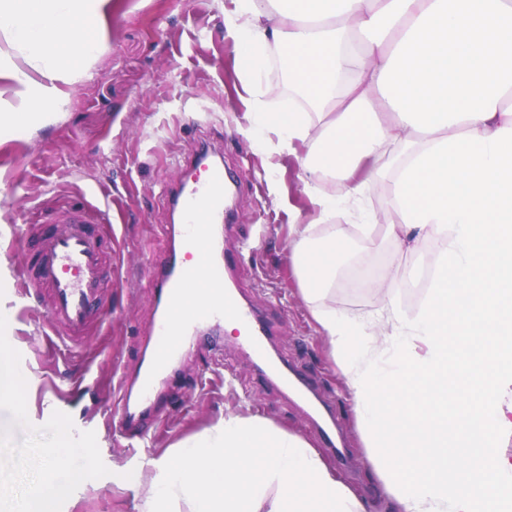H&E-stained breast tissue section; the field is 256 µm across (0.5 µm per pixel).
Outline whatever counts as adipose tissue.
<instances>
[{
  "mask_svg": "<svg viewBox=\"0 0 512 512\" xmlns=\"http://www.w3.org/2000/svg\"><path fill=\"white\" fill-rule=\"evenodd\" d=\"M109 0H0V34L47 61L36 84L0 53V138L27 108L53 106L57 60L94 53ZM227 30L245 78L270 46L287 62L298 109L262 112L276 153L299 163L321 218L352 216L375 176H391L387 236L439 245L417 315L394 299L383 335L324 303L349 250L345 230L294 222L291 258L311 316L349 391L366 458L394 512H512V0H234ZM334 181L335 195L321 185ZM393 365L378 367L382 348ZM115 467L139 512H368L304 437L258 414L225 413L151 464Z\"/></svg>",
  "mask_w": 512,
  "mask_h": 512,
  "instance_id": "ef3b65f1",
  "label": "adipose tissue"
}]
</instances>
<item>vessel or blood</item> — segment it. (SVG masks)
<instances>
[{
	"instance_id": "obj_1",
	"label": "vessel or blood",
	"mask_w": 512,
	"mask_h": 512,
	"mask_svg": "<svg viewBox=\"0 0 512 512\" xmlns=\"http://www.w3.org/2000/svg\"><path fill=\"white\" fill-rule=\"evenodd\" d=\"M210 154L209 144L200 143L194 164L204 167L203 179L190 186L178 184L169 194L183 229L178 245L155 275V299L162 320L150 331L143 372L138 383L119 384L120 429L128 436L142 435L136 407L152 405L156 376L180 356L198 324L234 317L250 330L252 340L245 352L252 357L263 356L272 332L270 323L259 318L251 303L226 288L225 277L234 258L216 227L229 221L224 196L231 176L223 165L209 163ZM103 221V211L89 204L61 209L60 231L38 236L32 270L19 279L21 292H44L48 320L59 342L70 349L83 347L103 325L102 302L110 285L103 255L111 250L112 240L89 230L90 225Z\"/></svg>"
}]
</instances>
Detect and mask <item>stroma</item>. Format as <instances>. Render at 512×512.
Here are the masks:
<instances>
[{"label":"stroma","instance_id":"stroma-1","mask_svg":"<svg viewBox=\"0 0 512 512\" xmlns=\"http://www.w3.org/2000/svg\"><path fill=\"white\" fill-rule=\"evenodd\" d=\"M232 0H112L91 31L97 43L80 65L65 66V94L54 108L34 109L27 128L0 142V252L8 270L30 262L27 246L11 229L29 223L56 227L60 209L78 201L109 199L106 221L116 245L106 259L112 287L110 314L82 355L70 357L46 327L42 294L10 307L9 343L22 356L21 370L34 382L27 409L32 425L53 412L68 413L75 432L96 435L105 466L147 467L171 445L215 423L229 410L259 414L322 449L325 459L369 505L392 512L378 476L368 467L349 396L326 357L328 342L313 321L291 265L288 226L292 209L304 222L319 217L304 190L295 155H269L247 132L246 94L261 96L271 112L288 108L282 69L267 63L251 91H244L238 47L224 27ZM218 144L237 181L234 219L225 243L236 257L235 280L272 324L269 349L305 381L319 405L328 407L342 439L326 451L305 406L262 376L236 335H206L186 349L157 384L161 403L145 442L128 446L118 432L122 415L112 401L113 378L134 379L149 331L160 315L152 279L171 246L173 222L164 192L183 178L180 163L197 142ZM368 204L375 216L370 238H350V252L336 271L328 304L353 320L378 308L387 293L416 311L405 271L428 267L432 241L414 252L384 240L389 223V180L375 181ZM380 276L375 288L351 292L346 277L355 262ZM76 512H139L132 492L111 476L84 481Z\"/></svg>","mask_w":512,"mask_h":512}]
</instances>
